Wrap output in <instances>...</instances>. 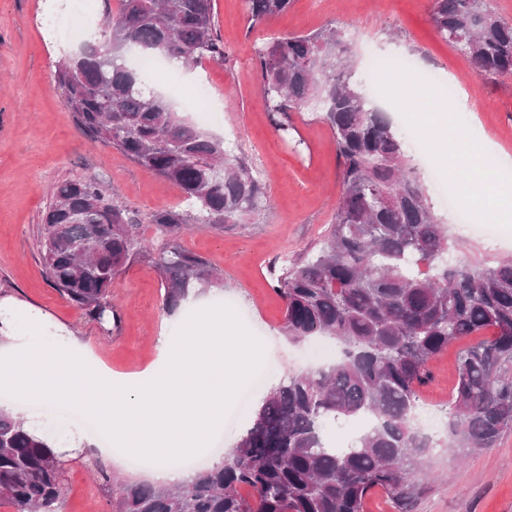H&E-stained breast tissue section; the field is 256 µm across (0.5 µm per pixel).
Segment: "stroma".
Listing matches in <instances>:
<instances>
[{
    "label": "stroma",
    "instance_id": "35a3bbf8",
    "mask_svg": "<svg viewBox=\"0 0 512 512\" xmlns=\"http://www.w3.org/2000/svg\"><path fill=\"white\" fill-rule=\"evenodd\" d=\"M429 5L430 0H293L286 14L252 27L243 0H215L217 33L228 60L167 69L185 88L204 80L211 83L221 119L209 125V132L237 147L265 183L258 219L195 231L180 241L183 249L220 270L232 322L239 334L263 348L250 378L240 385L248 401L233 400L228 409L234 420L220 433L224 449L234 446L269 386L310 368L313 359L334 361L340 350L331 339L322 340L316 352L290 345L281 331L285 303L268 278L272 264L316 251L333 221L339 188L333 133L310 112L292 113L287 136L274 130L252 64L254 44L274 34H306L332 24L346 33L354 76L361 84H368L369 58L386 37L396 40L416 73H438L458 85L471 106L465 112H449L450 123L471 121L482 130L481 139L464 145L450 141L446 131L430 121L433 112L448 105L438 85L413 84L415 98L402 112L392 110L389 99H379L378 104L389 110L403 132L410 165L459 242L450 260L512 259V230L503 224L494 233L458 228L454 211L438 189L447 180L463 185L467 153L492 143L499 158L492 181L472 185L471 191L481 198L485 211L512 204V78L478 76L437 34ZM69 9V0H0V295L36 306L75 331L98 362L112 371L138 373L154 362L160 334L180 335L187 309H164L161 280L150 263L141 261L125 267L112 285L111 302L120 323L108 315L89 318L46 277L41 218L60 183L93 176L138 216L143 234L159 248L164 240L148 218L177 206L181 194L115 148L91 143L77 127L52 71L79 41L60 37L48 25L50 19L66 17ZM460 347V342H452L431 361L432 380L420 392L421 406L438 412L447 404ZM92 469L88 460L68 465L64 512H111L91 478ZM365 512H512V431L496 447L466 457L435 450L414 498L397 503L377 491L368 498Z\"/></svg>",
    "mask_w": 512,
    "mask_h": 512
}]
</instances>
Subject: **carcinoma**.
<instances>
[{
    "mask_svg": "<svg viewBox=\"0 0 512 512\" xmlns=\"http://www.w3.org/2000/svg\"><path fill=\"white\" fill-rule=\"evenodd\" d=\"M293 0H245L250 25L288 11ZM98 36L55 64L76 125L176 185L188 209L155 212L167 243L149 252L142 225L95 177L61 183L43 215V262L58 292L89 317L120 315L112 282L145 260L178 309L223 279L176 238L189 224H240L263 205L262 175L224 140L182 119L166 95L148 92L125 61L130 50L184 65L227 60L214 0H101ZM439 36L467 56L480 76H512V23L491 0H431ZM261 92L278 131L288 113L309 110L331 128L341 180L334 220L320 248L269 275L285 302L281 331L301 344L338 340L341 353L318 369L271 386L219 466L196 470L176 488L118 483L95 463L112 512H364L375 489L407 502L433 449L467 453L494 447L512 429V260L445 262L457 242L410 167L387 112L351 80L342 30L328 25L282 34L253 48ZM457 354L448 400L449 435L435 439L416 423L429 362L448 344ZM368 419L348 448L322 430ZM51 433L36 435L0 410V503L14 512H61L66 471Z\"/></svg>",
    "mask_w": 512,
    "mask_h": 512,
    "instance_id": "carcinoma-1",
    "label": "carcinoma"
}]
</instances>
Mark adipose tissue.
<instances>
[{
  "mask_svg": "<svg viewBox=\"0 0 512 512\" xmlns=\"http://www.w3.org/2000/svg\"><path fill=\"white\" fill-rule=\"evenodd\" d=\"M187 307V333L159 338L155 369L128 376L93 366L73 334H58L48 347L22 335L23 324L39 327V313L0 303V383L46 403L67 401L94 418L109 439L98 453L109 457L120 448L152 457L145 474L152 485L188 484L194 473L180 466V458L208 446L224 420L226 398L248 374L259 345L234 333L210 295Z\"/></svg>",
  "mask_w": 512,
  "mask_h": 512,
  "instance_id": "adipose-tissue-1",
  "label": "adipose tissue"
}]
</instances>
